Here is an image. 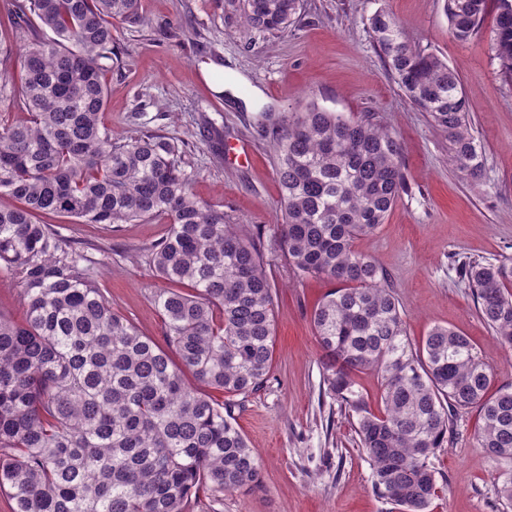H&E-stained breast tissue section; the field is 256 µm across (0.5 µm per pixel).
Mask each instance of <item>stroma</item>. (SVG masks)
I'll return each mask as SVG.
<instances>
[{
    "label": "stroma",
    "mask_w": 512,
    "mask_h": 512,
    "mask_svg": "<svg viewBox=\"0 0 512 512\" xmlns=\"http://www.w3.org/2000/svg\"><path fill=\"white\" fill-rule=\"evenodd\" d=\"M379 11L412 44L457 69L484 155L480 182L462 178L447 136L389 71L369 28ZM140 12L144 23L114 25L103 124L118 135L178 141L185 169L196 175L194 193L261 228L266 269L278 287L270 380L234 412L260 455V486L201 499L194 512H395L372 490L352 418L323 391L310 315L334 284L298 276L273 241L280 191L272 144L256 117L265 105L279 122L314 102L350 116L374 114L399 137L404 190L384 224L355 248L393 288L412 340L436 325L457 329L497 383L512 382V347L492 336L461 276L463 263L512 257V81L494 57L493 18L460 43L448 33L444 0H303L300 22L276 34L247 27L224 0H141ZM212 62L231 69L237 82L215 91L204 75ZM235 144L248 146L249 160L234 157ZM54 224L88 252L109 253L95 270L98 288L114 311L162 339L151 302L162 282L139 253L166 225ZM477 420V412L465 415L453 443L437 453L440 493L431 512H494L497 470L474 445Z\"/></svg>",
    "instance_id": "stroma-1"
}]
</instances>
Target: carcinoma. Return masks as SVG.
Returning a JSON list of instances; mask_svg holds the SVG:
<instances>
[{
	"label": "carcinoma",
	"instance_id": "obj_1",
	"mask_svg": "<svg viewBox=\"0 0 512 512\" xmlns=\"http://www.w3.org/2000/svg\"><path fill=\"white\" fill-rule=\"evenodd\" d=\"M488 2L445 0L457 41L478 34ZM496 3L495 55L512 79V0ZM139 5L11 0L0 18V54L23 41L18 75L0 73V100L27 114L0 125V198L15 201L0 204V275L18 283L25 308L22 322L0 312V492L13 512H189L202 495L219 501L260 482L258 453L234 409L236 397L266 387L273 360L277 289L263 236L193 193L196 174L177 144L116 137L101 122L112 21L141 22ZM224 6L259 32L299 20L300 0ZM369 25L405 95L448 136L455 168L481 180L484 157L457 71L412 45L390 14L375 13ZM272 136L275 244L299 274L337 284L311 324L325 394L356 419L373 491L400 512H429L438 494L432 458L475 410L477 447L498 469L496 512H512V383L494 386L459 331L435 326L412 342L384 275L354 248L404 188L399 138L370 114L351 118L314 102ZM41 215L168 224L143 254L169 284L151 296L165 345L112 310L92 258ZM463 273L479 315L512 347V258L472 261ZM367 371L379 380L375 409L357 382Z\"/></svg>",
	"mask_w": 512,
	"mask_h": 512
}]
</instances>
